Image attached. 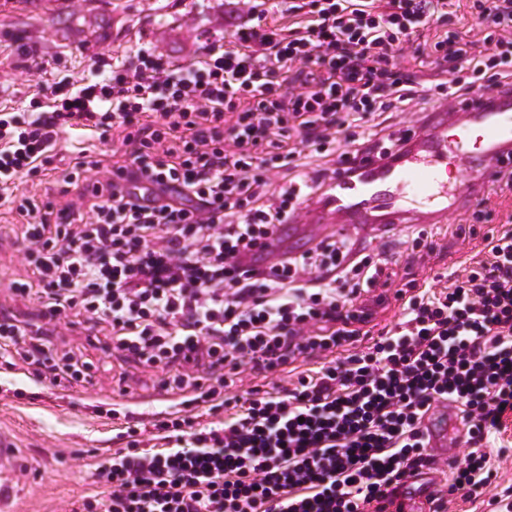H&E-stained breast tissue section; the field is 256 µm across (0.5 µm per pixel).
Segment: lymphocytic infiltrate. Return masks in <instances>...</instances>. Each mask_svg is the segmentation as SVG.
Segmentation results:
<instances>
[{
	"label": "lymphocytic infiltrate",
	"instance_id": "lymphocytic-infiltrate-1",
	"mask_svg": "<svg viewBox=\"0 0 512 512\" xmlns=\"http://www.w3.org/2000/svg\"><path fill=\"white\" fill-rule=\"evenodd\" d=\"M463 4L480 40L446 29ZM286 11L282 24L249 7L189 64L139 44L43 86L41 111L0 117V208L23 226L38 274L11 288L42 321L0 310V361L54 387L89 381L95 364L52 352L49 323L72 311L181 397L152 423L166 447H144L125 423L126 448L93 472L106 496L73 512H406L408 487L435 468L423 421L443 402L467 438L431 512L488 492L491 440L512 419V216L442 287L409 279L399 320L376 333L391 258L348 238L255 249L337 171L402 151L385 113L512 91V0H289ZM428 30L452 80L429 84L400 64ZM66 134L82 147L60 168ZM111 142L125 160L106 167L98 148ZM35 174L77 189L89 215L16 195ZM301 358L319 365L284 387L223 395L240 364L268 376ZM200 364L210 385L190 373Z\"/></svg>",
	"mask_w": 512,
	"mask_h": 512
}]
</instances>
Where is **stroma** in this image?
<instances>
[{
	"instance_id": "obj_1",
	"label": "stroma",
	"mask_w": 512,
	"mask_h": 512,
	"mask_svg": "<svg viewBox=\"0 0 512 512\" xmlns=\"http://www.w3.org/2000/svg\"><path fill=\"white\" fill-rule=\"evenodd\" d=\"M240 0H69L63 12L49 6L21 9L0 5V109L30 102L39 82L64 75L80 78L99 59L120 57L136 42L146 41L157 53L184 64L199 58L205 43L223 33L231 16L240 12ZM478 201L461 202L442 217L441 245L424 264L415 266L418 279L433 280L437 272L453 266L480 241L487 223H474ZM475 226V236L457 235L459 225ZM413 230L409 224L364 226L353 238L367 254L378 255L385 245L404 253ZM24 260L22 228L14 215L0 213V308L18 316L31 305L13 295L15 280L34 281ZM54 344L84 359L105 357L107 327H100L99 346H91L79 317L60 316ZM108 358V357H105ZM106 370L91 383L69 389L48 387L0 365V433L20 448L25 468L17 512H70L85 495H105L91 473L104 458L124 447L118 436L121 414L150 422L167 401L156 387L161 370L145 368L113 356ZM22 397H14V390ZM102 403L119 406L118 418L98 416Z\"/></svg>"
}]
</instances>
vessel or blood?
I'll use <instances>...</instances> for the list:
<instances>
[{
    "mask_svg": "<svg viewBox=\"0 0 512 512\" xmlns=\"http://www.w3.org/2000/svg\"><path fill=\"white\" fill-rule=\"evenodd\" d=\"M480 102L466 106V119L455 130L440 126L418 134L394 161L373 160L351 176L341 174L319 191L311 217L317 224L345 229L349 224H399L408 219L435 220L460 200L480 196L500 161L512 158V94L481 92ZM299 250L308 244L304 229L283 226L268 247ZM431 448L448 447L447 412L426 418ZM19 451L0 436V512H14L20 492L16 473Z\"/></svg>",
    "mask_w": 512,
    "mask_h": 512,
    "instance_id": "b4317fda",
    "label": "vessel or blood"
}]
</instances>
